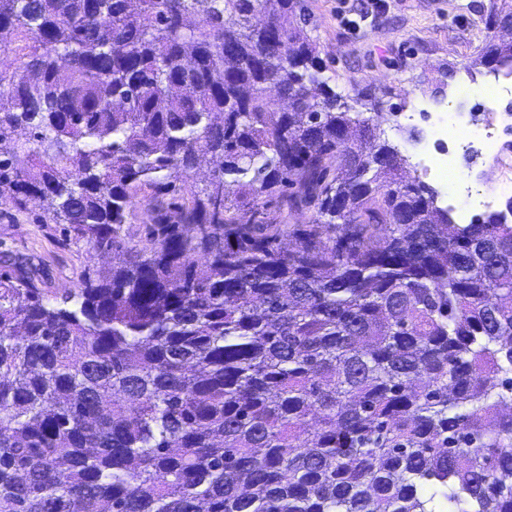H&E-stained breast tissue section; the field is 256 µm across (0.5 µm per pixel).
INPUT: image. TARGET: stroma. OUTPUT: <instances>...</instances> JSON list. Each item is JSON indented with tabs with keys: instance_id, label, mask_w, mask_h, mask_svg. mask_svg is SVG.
I'll list each match as a JSON object with an SVG mask.
<instances>
[{
	"instance_id": "obj_1",
	"label": "stroma",
	"mask_w": 512,
	"mask_h": 512,
	"mask_svg": "<svg viewBox=\"0 0 512 512\" xmlns=\"http://www.w3.org/2000/svg\"><path fill=\"white\" fill-rule=\"evenodd\" d=\"M389 10L374 13L350 28L343 14L357 11L358 0H303L307 31L320 50L330 84L355 103L376 99L387 119L380 127L396 147L428 135L415 119L396 125L390 113L424 104L468 113L476 102L457 88L464 71L479 80L493 70L477 64L485 47V22L492 0H389ZM36 204L19 207L0 200V274L27 277L53 301L76 291L86 277L106 273L121 251L93 249L63 224H46Z\"/></svg>"
}]
</instances>
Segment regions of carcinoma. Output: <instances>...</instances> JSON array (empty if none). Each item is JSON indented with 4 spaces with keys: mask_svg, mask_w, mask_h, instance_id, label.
I'll list each match as a JSON object with an SVG mask.
<instances>
[{
    "mask_svg": "<svg viewBox=\"0 0 512 512\" xmlns=\"http://www.w3.org/2000/svg\"><path fill=\"white\" fill-rule=\"evenodd\" d=\"M304 24L0 0V196L112 250L140 192H182L60 303L0 275V512H512V224L404 177ZM290 183L288 249L240 214ZM312 213V210L303 208L295 212L293 211L292 214H290V217H288V222L286 223L288 225H281V228L284 230L280 238L282 246L292 247L298 242L296 240L294 231L299 228L298 224H306L312 217Z\"/></svg>",
    "mask_w": 512,
    "mask_h": 512,
    "instance_id": "carcinoma-1",
    "label": "carcinoma"
}]
</instances>
